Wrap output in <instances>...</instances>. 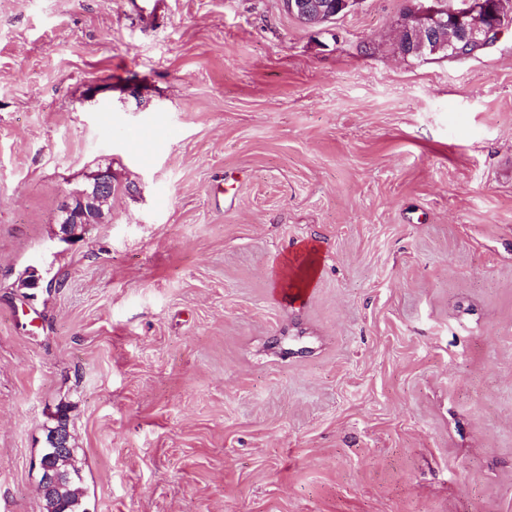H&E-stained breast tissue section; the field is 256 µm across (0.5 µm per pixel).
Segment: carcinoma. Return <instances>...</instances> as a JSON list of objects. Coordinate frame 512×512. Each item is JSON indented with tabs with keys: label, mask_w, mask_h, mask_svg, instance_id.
<instances>
[{
	"label": "carcinoma",
	"mask_w": 512,
	"mask_h": 512,
	"mask_svg": "<svg viewBox=\"0 0 512 512\" xmlns=\"http://www.w3.org/2000/svg\"><path fill=\"white\" fill-rule=\"evenodd\" d=\"M398 50L404 56L415 58L442 54V47L430 40L415 44L412 51L400 43ZM54 420V425L47 428V446L42 449V462L63 474V480L57 485L46 486L41 490L44 512H87L81 487L82 476L75 464L76 448L71 444L67 408H58Z\"/></svg>",
	"instance_id": "carcinoma-1"
}]
</instances>
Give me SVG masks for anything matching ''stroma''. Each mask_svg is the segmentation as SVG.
I'll return each mask as SVG.
<instances>
[{"instance_id": "stroma-1", "label": "stroma", "mask_w": 512, "mask_h": 512, "mask_svg": "<svg viewBox=\"0 0 512 512\" xmlns=\"http://www.w3.org/2000/svg\"><path fill=\"white\" fill-rule=\"evenodd\" d=\"M169 3L0 0V512L61 403L87 512H512V28ZM164 0H129L128 7L131 15L140 21L153 22L164 10ZM440 3L425 6L424 2ZM409 17L412 23L405 29V42H424L431 30H436L439 45L448 50V59H464L495 42L503 29L511 25V17L499 13L488 21H481L488 5L484 0H410ZM463 45L473 49L464 53ZM101 176L105 182V197L103 188L99 184H94ZM93 181L94 185L90 190H85L76 197H73L72 202L66 205L64 211L66 219L65 221L63 219L65 231H62L65 240L81 238L90 224H98L100 221L98 212L101 209L103 198L105 203L103 205L104 209V206L107 205L108 200L112 198V194L116 191L112 172L108 169L99 171L93 178ZM77 231H80V233Z\"/></svg>"}]
</instances>
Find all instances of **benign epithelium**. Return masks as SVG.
<instances>
[{"mask_svg": "<svg viewBox=\"0 0 512 512\" xmlns=\"http://www.w3.org/2000/svg\"><path fill=\"white\" fill-rule=\"evenodd\" d=\"M424 2L426 0H410V24L405 29V41L423 42L434 30L450 59L473 56L474 52L495 42L512 23V18L504 13L488 22L481 21L488 9L485 0H434V6H426ZM464 45L471 48V52H462ZM103 198V188L98 184L72 198L65 208L64 239L80 238L90 225L99 223Z\"/></svg>", "mask_w": 512, "mask_h": 512, "instance_id": "7a95c632", "label": "benign epithelium"}]
</instances>
